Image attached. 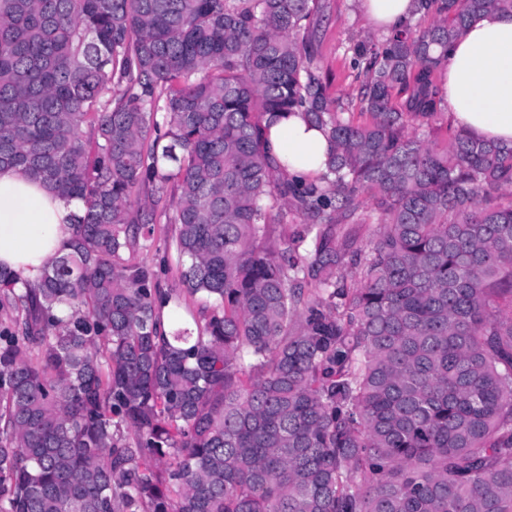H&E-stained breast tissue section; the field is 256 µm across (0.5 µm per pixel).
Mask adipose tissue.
Returning <instances> with one entry per match:
<instances>
[{
    "label": "adipose tissue",
    "mask_w": 512,
    "mask_h": 512,
    "mask_svg": "<svg viewBox=\"0 0 512 512\" xmlns=\"http://www.w3.org/2000/svg\"><path fill=\"white\" fill-rule=\"evenodd\" d=\"M414 8L413 0H359L362 15L385 31ZM441 87L457 127L478 139L512 142V14L493 13L469 24L448 53ZM266 142L290 175L312 179L325 169L330 144L301 115L273 120ZM79 210L78 201L60 198L41 180L0 168V265L37 283L71 238Z\"/></svg>",
    "instance_id": "obj_1"
}]
</instances>
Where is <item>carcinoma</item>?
Returning a JSON list of instances; mask_svg holds the SVG:
<instances>
[{
    "mask_svg": "<svg viewBox=\"0 0 512 512\" xmlns=\"http://www.w3.org/2000/svg\"><path fill=\"white\" fill-rule=\"evenodd\" d=\"M494 11L357 44L358 125L319 0H0V166L81 202L36 287L0 266V512H512V145L428 139ZM292 113L316 181L265 142ZM266 142L275 156L288 161L287 172L303 179H312L325 170L330 144L317 127L299 114L274 119L266 125ZM157 224L153 239L147 243V246L138 253L137 260L147 265H154L158 256L162 255L164 250L169 247L171 241V229L169 224H164V220Z\"/></svg>",
    "mask_w": 512,
    "mask_h": 512,
    "instance_id": "1",
    "label": "carcinoma"
}]
</instances>
